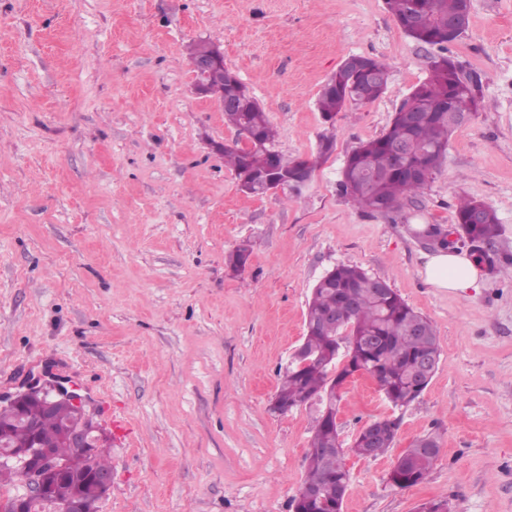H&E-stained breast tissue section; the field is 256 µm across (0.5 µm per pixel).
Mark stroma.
<instances>
[{
    "instance_id": "stroma-1",
    "label": "stroma",
    "mask_w": 512,
    "mask_h": 512,
    "mask_svg": "<svg viewBox=\"0 0 512 512\" xmlns=\"http://www.w3.org/2000/svg\"><path fill=\"white\" fill-rule=\"evenodd\" d=\"M208 38L277 131L275 146L333 149L298 194H244L210 142L234 128L193 91L189 46ZM481 84L424 194L388 215L341 196L349 153L379 136L428 74L430 47L384 0H0V396L36 378L76 386L110 439L98 512H291L315 406L271 400L299 346L311 291L335 266L385 279L431 321L440 360L392 411L347 383L344 443L400 420L378 459L348 456L342 512H512V0H472L449 46ZM352 55L388 68L385 93L326 128L325 82ZM491 205L498 272L451 293L425 284L460 197ZM248 244L244 272L227 264ZM440 453L427 479L386 474L417 437Z\"/></svg>"
}]
</instances>
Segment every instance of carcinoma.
Segmentation results:
<instances>
[{
	"instance_id": "cac0c4a2",
	"label": "carcinoma",
	"mask_w": 512,
	"mask_h": 512,
	"mask_svg": "<svg viewBox=\"0 0 512 512\" xmlns=\"http://www.w3.org/2000/svg\"><path fill=\"white\" fill-rule=\"evenodd\" d=\"M388 12L413 40L437 48L431 59L444 62L448 55V33L444 30L448 14L458 10V0H385ZM336 95L321 92L317 106L325 120L335 117L349 106L364 104L362 81L338 69L335 72ZM244 84L230 69L221 66L209 76L212 96H234ZM472 89L461 83L448 87V70L434 69L410 93L427 110L423 121L410 123L406 113L396 110L394 116L376 138L360 144L348 156L342 171L340 190L344 196L367 213L387 214L403 201L416 199L427 187L433 175L439 172L445 158L452 132L463 125L454 109L448 107V98L457 106L471 101ZM224 121L237 130H247L253 137V147L244 150L238 142L224 145V160L241 175L265 168L281 174L295 169L297 158H288L280 152L270 151L276 134L265 110L251 98L237 108L224 109ZM406 143L413 147L411 162L428 170L426 178H411L390 161V147ZM484 208L481 224L467 223L469 213L476 207ZM456 224L468 239L491 246L499 231L495 210L474 199H462L456 207ZM386 283L380 277L367 274L354 265L340 264L315 284L308 302L307 317L312 320L305 330L302 343L314 354L331 355L339 342L347 343L346 361L336 359L335 371L329 367L307 366L301 370L285 366L280 369V382L275 396L292 410L307 404L318 395L330 399L337 408L346 380L356 373L374 380L378 391L394 410L414 402L427 388L414 376L417 358L424 352L439 353V339L431 322L415 312L392 288L385 294L376 293L377 285ZM356 299L355 310H349V296ZM336 314L337 322L321 323L324 314ZM87 414L68 403H59L47 409L43 402L30 400L17 407L13 404L0 408V445L3 449H20L31 441L29 425L37 424L41 442L51 448L57 458L67 459L83 469L110 468L104 448L107 438L100 435L94 440V451L79 456L70 448L65 432L86 424ZM399 429L396 419L390 421L388 435L376 448L360 446L338 448L327 455L308 454L305 478L301 487L314 488L321 500L302 501L293 512H342L344 497L351 484V473L345 459L348 454L378 458L386 454L395 442ZM338 437L336 424L317 416L311 437L312 447L333 442ZM421 443L439 447L432 435L413 441L388 472V482L401 489L422 483L429 475L436 458L428 455ZM76 493L70 481L55 484L51 500L55 504L67 503Z\"/></svg>"
}]
</instances>
